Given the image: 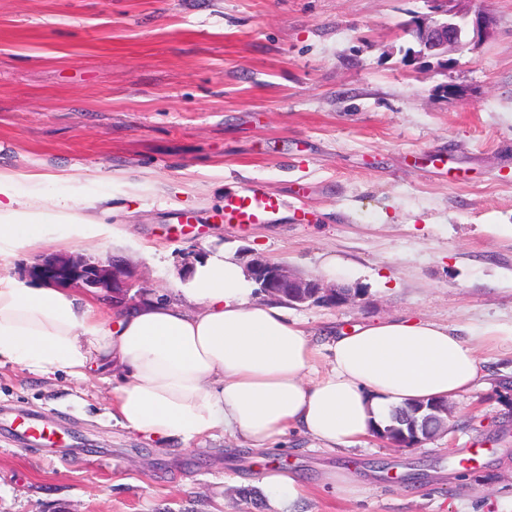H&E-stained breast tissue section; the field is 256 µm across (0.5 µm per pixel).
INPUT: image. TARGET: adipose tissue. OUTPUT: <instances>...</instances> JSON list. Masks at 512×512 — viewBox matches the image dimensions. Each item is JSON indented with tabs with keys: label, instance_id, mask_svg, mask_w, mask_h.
Listing matches in <instances>:
<instances>
[{
	"label": "adipose tissue",
	"instance_id": "1",
	"mask_svg": "<svg viewBox=\"0 0 512 512\" xmlns=\"http://www.w3.org/2000/svg\"><path fill=\"white\" fill-rule=\"evenodd\" d=\"M41 176L20 193L0 173V248L38 242L66 226L70 238L110 240L117 230L86 218L99 196L42 203ZM248 268L217 250L194 267L168 298L147 296L107 319L73 290L0 277V364L75 382L115 369L112 417L150 438L191 443L216 431L266 447L295 430L317 448L351 450L390 423L394 409L454 400L486 376L482 346L512 337V324L444 325L399 314L312 343L289 306L259 301ZM262 487L278 512L304 487L295 474L266 470Z\"/></svg>",
	"mask_w": 512,
	"mask_h": 512
}]
</instances>
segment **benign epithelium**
<instances>
[{"mask_svg":"<svg viewBox=\"0 0 512 512\" xmlns=\"http://www.w3.org/2000/svg\"><path fill=\"white\" fill-rule=\"evenodd\" d=\"M491 25V17L483 8L465 13H447V19L420 20L414 24L416 36L427 51L446 53L451 47L466 44V38H481ZM249 271L262 291L269 295H284L292 304H305L319 301L329 305H342L353 302L356 294L347 289L324 284L318 279L305 278L292 273L287 267L263 257H255L249 262ZM33 275L52 286L70 285L80 288L87 294L97 295L101 291L109 293L112 305L129 304V291L133 287L131 272L115 262L90 263L80 256L45 255L33 266ZM435 413L433 427L425 435L414 434L413 438L391 442L399 448H420L423 443L439 433L448 431V420L452 408L448 402L433 406Z\"/></svg>","mask_w":512,"mask_h":512,"instance_id":"benign-epithelium-1","label":"benign epithelium"}]
</instances>
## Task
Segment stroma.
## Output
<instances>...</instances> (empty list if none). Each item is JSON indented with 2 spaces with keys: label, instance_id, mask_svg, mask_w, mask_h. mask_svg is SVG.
Instances as JSON below:
<instances>
[{
  "label": "stroma",
  "instance_id": "35a3bbf8",
  "mask_svg": "<svg viewBox=\"0 0 512 512\" xmlns=\"http://www.w3.org/2000/svg\"><path fill=\"white\" fill-rule=\"evenodd\" d=\"M476 3L490 35L442 57L407 31L432 0H0V171L23 190L44 175L51 199L105 196L128 230L77 247L55 228L1 254L0 276L79 254L168 296L218 247L304 277L334 256L359 296L294 306L311 333L395 314L511 323L512 0ZM253 183L286 211L222 223L225 193ZM480 357L447 433L350 452L297 434L160 442L112 420L111 381L7 364L0 512H274L266 459L304 482L295 512H512V342ZM21 415L71 434L82 463L20 441ZM335 469L351 490L321 487Z\"/></svg>",
  "mask_w": 512,
  "mask_h": 512
}]
</instances>
